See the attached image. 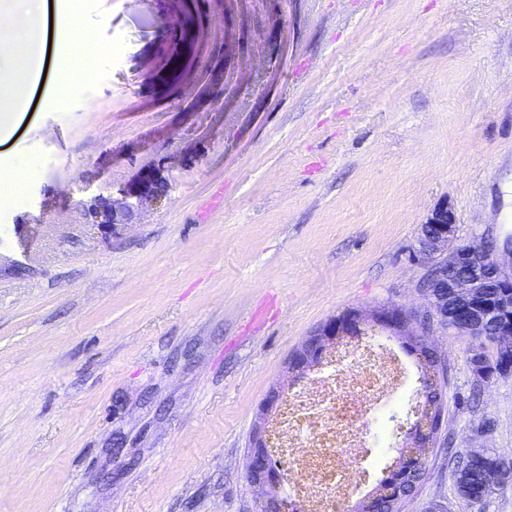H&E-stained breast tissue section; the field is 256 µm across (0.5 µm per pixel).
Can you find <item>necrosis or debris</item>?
Masks as SVG:
<instances>
[{"mask_svg":"<svg viewBox=\"0 0 512 512\" xmlns=\"http://www.w3.org/2000/svg\"><path fill=\"white\" fill-rule=\"evenodd\" d=\"M399 376L388 352L357 346L288 391L274 424V451L291 462L288 489L299 512H344L364 478L359 447L370 409L396 388Z\"/></svg>","mask_w":512,"mask_h":512,"instance_id":"obj_1","label":"necrosis or debris"}]
</instances>
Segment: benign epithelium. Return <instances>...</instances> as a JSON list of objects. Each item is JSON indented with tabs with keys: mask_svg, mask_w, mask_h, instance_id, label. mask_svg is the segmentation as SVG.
I'll return each instance as SVG.
<instances>
[{
	"mask_svg": "<svg viewBox=\"0 0 512 512\" xmlns=\"http://www.w3.org/2000/svg\"><path fill=\"white\" fill-rule=\"evenodd\" d=\"M167 186L163 167H148L132 183L120 187L117 196L103 202L94 197L88 216L105 235H113L137 222L146 207L163 204L168 199ZM455 230L454 212L446 205L435 208L421 228V253L428 257L441 254L431 264L424 283L429 318L479 342L486 339L485 324L492 320L496 322L493 344L498 353L504 354L512 350V314L504 316L512 311V300L507 298L496 308L487 301L484 289H512V271L504 270L493 246L484 240L452 244ZM408 323V315L396 308L370 316L349 311L317 328L293 356L290 369L300 379L321 366L330 350L370 338L378 326L404 336ZM279 400L280 391L276 389L262 408V423L248 452L247 472L250 482L262 491L261 503L274 500L279 512H293V498L284 492L285 469L279 461L267 463L265 451L269 442L267 418Z\"/></svg>",
	"mask_w": 512,
	"mask_h": 512,
	"instance_id": "7a95c632",
	"label": "benign epithelium"
}]
</instances>
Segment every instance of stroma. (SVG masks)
<instances>
[{"label":"stroma","instance_id":"1","mask_svg":"<svg viewBox=\"0 0 512 512\" xmlns=\"http://www.w3.org/2000/svg\"><path fill=\"white\" fill-rule=\"evenodd\" d=\"M70 4L105 48L93 91L43 53L32 0H0V171L25 187L0 205V512H260L258 409L308 336L350 309L418 327L440 205L458 242L512 238V0ZM160 162L164 204L88 223L93 193ZM427 341L454 441L400 512H471L448 455L512 459V378L480 379L452 329ZM377 342L406 377L368 417L356 501L421 386Z\"/></svg>","mask_w":512,"mask_h":512}]
</instances>
